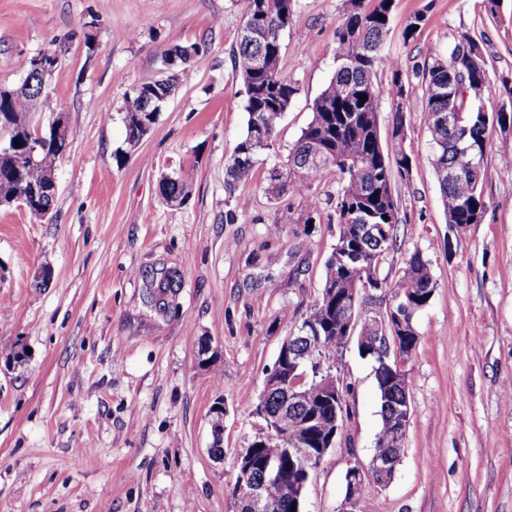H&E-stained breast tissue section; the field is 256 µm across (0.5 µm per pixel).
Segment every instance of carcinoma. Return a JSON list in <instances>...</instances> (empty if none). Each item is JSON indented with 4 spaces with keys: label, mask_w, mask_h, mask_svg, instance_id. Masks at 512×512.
<instances>
[{
    "label": "carcinoma",
    "mask_w": 512,
    "mask_h": 512,
    "mask_svg": "<svg viewBox=\"0 0 512 512\" xmlns=\"http://www.w3.org/2000/svg\"><path fill=\"white\" fill-rule=\"evenodd\" d=\"M243 24L238 44L232 55V67L245 93L244 111L248 115L246 132L225 164V189L232 192L239 185L251 182L255 176L259 155L272 146L277 126L287 112L298 87L286 77L280 67L281 36L293 18V0H244ZM351 10L336 28L333 77L315 99L312 119L302 129L288 157L268 170L265 192L278 200L285 194L306 197L304 223L314 220L321 201L308 194L312 186L329 172L336 174L340 190L334 213L338 224V241L346 244L350 253L361 259L359 267L336 265V256L325 264L321 295L300 326L313 337L319 357L332 361L343 344L344 319L352 290L363 287L362 280L373 276L377 292L388 294L396 312L403 301L414 304L419 312L430 302L436 288L429 263L416 252L402 272L393 279L380 276V261L385 252L397 242L399 195L393 177L409 182L413 166L419 159L403 150L390 152L383 143L379 128V112L383 97L392 103L391 137L403 139L404 112L407 97L402 66L393 64L392 82L380 90L373 81L375 64L382 49V37L391 17L392 0H349ZM413 75L422 80L423 111L426 112L431 134L429 162L434 169L441 192L442 205L448 223L479 224L486 210L483 193L482 167L485 155L494 149L500 161L512 166V145L503 140L495 145L489 131L512 128V109L505 106L487 108L476 90L491 92L488 63L483 56L476 34L466 30L458 35L447 58L433 57L415 67ZM162 90L156 77H149L132 86L124 96L123 122L125 138L141 133L138 126L146 107L147 90ZM21 111L26 116V94L20 93L9 103L0 101V115ZM462 113V129L455 130L437 123L439 113ZM19 139L14 153L0 157V196L29 194L39 171L56 167L59 156L53 147L45 145L38 155V165L29 164L25 155L27 139ZM475 159L477 167L463 179L449 177V172ZM195 170L182 167L173 180L162 186L166 204L179 206L192 192ZM161 288L173 296L178 284L173 274L165 271L161 277L146 279V295ZM384 329L378 342L379 352L411 356L416 351L419 336L416 327L400 334L391 328L393 315L382 312ZM364 355L375 363V377L380 395L381 427L375 453L402 457L403 448L394 443V429L399 424L396 407L408 396L407 383L392 381L389 372L380 369L379 358L373 349ZM299 389L305 391V401L298 408L286 411L287 418L264 438H256L247 451L254 452L261 463H270L287 474L300 478L307 466L305 454L318 452L320 430L311 422V415L321 420L335 418L345 404L350 386L333 396L312 379ZM285 392L275 388L264 398L265 410L275 415L283 412ZM371 492L369 483L346 481L345 494L353 495L360 503L359 512H368ZM270 512H301L293 494L279 497L271 504Z\"/></svg>",
    "instance_id": "obj_1"
}]
</instances>
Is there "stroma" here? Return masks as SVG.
Listing matches in <instances>:
<instances>
[{"mask_svg":"<svg viewBox=\"0 0 512 512\" xmlns=\"http://www.w3.org/2000/svg\"><path fill=\"white\" fill-rule=\"evenodd\" d=\"M281 68L299 87L251 183L224 187V163L246 130L231 55L244 0H0V87L27 59L58 62L35 116L66 113L76 131L56 167L49 221L0 209V512H237L241 454L260 432L254 413L293 321L322 290L336 245L332 208L303 223L299 197L269 199L268 162L285 159L335 72V33L348 0H293ZM426 23L404 39L407 21ZM482 27L491 102L512 84V0H394L373 80L447 56L458 32ZM205 44L190 80L131 154H123L126 91L175 44ZM404 150L418 157L398 187L397 245L381 275L413 253L436 288L415 325L407 366L411 418L391 482L371 512H512V168L488 151L481 223L451 226L428 162L420 81L407 89ZM191 166L186 204L166 205L162 173ZM235 221H227V213ZM279 234H271L272 226ZM177 268L176 310L144 301V274ZM209 341L200 359L201 341ZM29 348L24 365L8 354ZM334 371L350 417L312 472L303 512H337L350 465H369L381 426L373 361L356 343ZM224 404L220 456L212 408Z\"/></svg>","mask_w":512,"mask_h":512,"instance_id":"35a3bbf8","label":"stroma"}]
</instances>
